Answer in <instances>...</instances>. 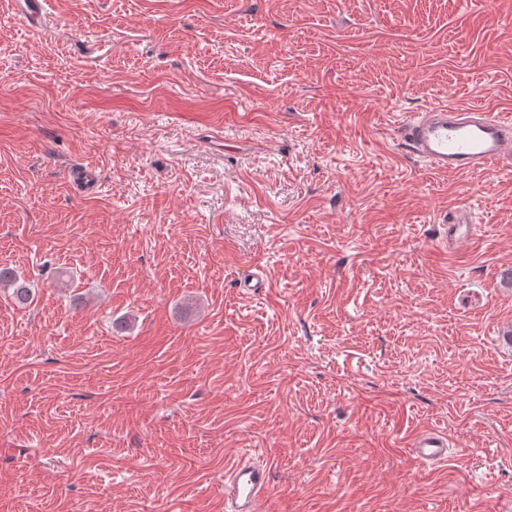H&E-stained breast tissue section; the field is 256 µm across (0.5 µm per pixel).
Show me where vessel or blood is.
Here are the masks:
<instances>
[{"instance_id": "b4317fda", "label": "vessel or blood", "mask_w": 512, "mask_h": 512, "mask_svg": "<svg viewBox=\"0 0 512 512\" xmlns=\"http://www.w3.org/2000/svg\"><path fill=\"white\" fill-rule=\"evenodd\" d=\"M46 0H19L18 17L27 26L46 21ZM401 141L430 170L464 172L482 177L512 159V116L466 106L439 104L404 120ZM478 226L463 208L448 221V241L474 237ZM450 440L434 429L417 432L410 443L413 459L421 464L447 460ZM268 464L246 453L224 469V512H259L271 494Z\"/></svg>"}]
</instances>
